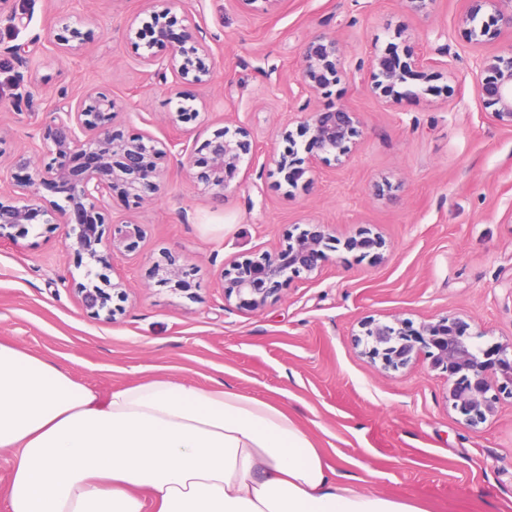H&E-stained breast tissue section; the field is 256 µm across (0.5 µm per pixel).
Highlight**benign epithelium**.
<instances>
[{"instance_id":"1","label":"benign epithelium","mask_w":512,"mask_h":512,"mask_svg":"<svg viewBox=\"0 0 512 512\" xmlns=\"http://www.w3.org/2000/svg\"><path fill=\"white\" fill-rule=\"evenodd\" d=\"M461 23L468 27L474 51L505 32L512 33V0H468ZM143 29L129 24L125 36H140L147 30L149 40L139 54L140 63L152 69L160 81L174 84H203L209 80L214 58L207 44V32L190 15L178 17L168 9H151ZM169 44V52L158 56L153 48ZM304 64L298 79L299 96L306 97L301 111L305 117L296 130L283 136L289 147L276 161L292 188L318 164L349 159L362 136V119L353 108L339 104L333 109L311 105L313 98L327 94L330 86L344 75L355 77L361 66L351 67L341 52L336 36L324 34L305 46ZM372 85L386 106L393 107L412 94L406 88L409 79H426L432 74L455 76L453 65L424 54L395 53L374 55L371 60ZM473 89L485 107L491 109L493 124L512 128V45L500 54L474 57ZM14 106L18 110L35 108L34 94L17 73ZM119 109L111 94L96 89L86 92L75 107L58 105L31 136L29 149L14 155L10 165L31 169L27 181L17 191L26 199H36L40 188L54 187L64 194L65 204L52 202L34 207L12 197L0 195V239L24 237L32 221L41 217L52 226L65 224V247L88 258L85 277L94 274V266L110 265L112 254L130 251L141 236V226L130 221L107 220L106 201L118 195L135 204L150 198L159 189L161 177L171 166L183 164L187 147L162 143L149 135L124 137L113 131V114ZM204 156L190 166L198 168L192 178L202 190L222 197L232 187L247 156L253 155L247 132L225 128L214 132L202 145ZM53 156L48 166L41 156ZM333 237L323 224H310L284 247L248 255L234 256L224 262L221 271L224 302L236 300L239 307L262 309L283 285L296 278L318 275L328 259ZM346 248L364 254L382 255L385 240L369 232L350 239ZM158 276L183 286V268L176 259L155 267ZM82 306L95 315L112 316V295L96 285L78 290ZM470 332V324L460 317L445 315L414 323L410 319L369 318L354 334L353 345L359 354L379 365V371L405 368L424 355L431 367L448 376V404L464 421L477 426L497 412L501 397H512V342L482 347Z\"/></svg>"}]
</instances>
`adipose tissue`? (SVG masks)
Returning <instances> with one entry per match:
<instances>
[{
    "mask_svg": "<svg viewBox=\"0 0 512 512\" xmlns=\"http://www.w3.org/2000/svg\"><path fill=\"white\" fill-rule=\"evenodd\" d=\"M8 512H423L344 482L281 407L161 376L102 394L0 342Z\"/></svg>",
    "mask_w": 512,
    "mask_h": 512,
    "instance_id": "obj_1",
    "label": "adipose tissue"
}]
</instances>
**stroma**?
Segmentation results:
<instances>
[{
    "mask_svg": "<svg viewBox=\"0 0 512 512\" xmlns=\"http://www.w3.org/2000/svg\"><path fill=\"white\" fill-rule=\"evenodd\" d=\"M168 5L195 16L215 58L210 81L187 89L198 116L181 121L174 92L149 76L125 38L147 0H11L27 23L0 22V44L30 59L38 104L12 109L16 64L1 53L0 192L25 178L9 157L27 147L60 95L76 101L91 88L123 103L113 127L126 134L195 150L217 129L246 128L256 168L221 200L195 185L190 168L174 167L149 202H108L111 220L144 230L133 251L111 260L107 275L125 283L127 296L114 299L109 321L79 301L86 259L66 249L65 225L0 242V342L65 365L76 383L102 393L161 375L220 382L282 407L332 467L362 486L426 512H512V398L470 426L449 409L448 379L428 359L382 374L352 344L368 317L446 314L464 317L483 345L512 341V130L491 122L473 89L449 94L445 78L392 109L369 90L373 55L395 44L435 56L437 30L447 31L448 59L467 78L464 0H437L427 17L404 0H282L249 12L234 0ZM65 25L83 32L79 50L40 43ZM325 33L362 71L319 103L350 105L363 133L348 162L321 165L310 184L291 190L274 159L303 103L302 50ZM309 224L328 225L338 241L315 278L292 281L259 311L225 303V259L283 246ZM365 229L386 240L384 259L345 248ZM167 254L183 266L187 291L152 276Z\"/></svg>",
    "mask_w": 512,
    "mask_h": 512,
    "instance_id": "35a3bbf8",
    "label": "stroma"
}]
</instances>
